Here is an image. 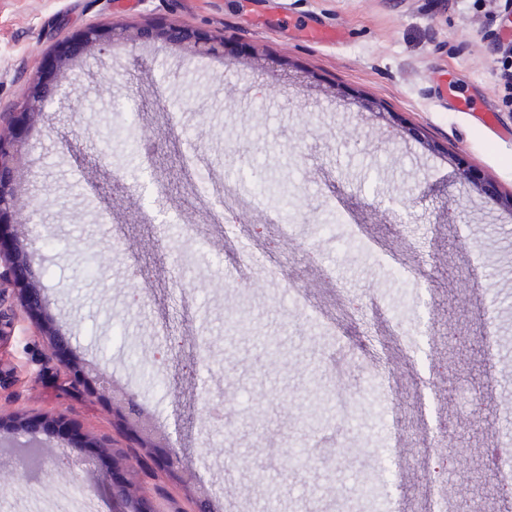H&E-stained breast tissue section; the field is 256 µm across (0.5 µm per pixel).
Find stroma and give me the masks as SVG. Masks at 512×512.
<instances>
[{
	"instance_id": "obj_1",
	"label": "stroma",
	"mask_w": 512,
	"mask_h": 512,
	"mask_svg": "<svg viewBox=\"0 0 512 512\" xmlns=\"http://www.w3.org/2000/svg\"><path fill=\"white\" fill-rule=\"evenodd\" d=\"M511 10L0 0V127L27 137L0 234L18 236L26 286L45 301L37 318L20 289L0 301V419L31 421L0 432V512H111L99 490L117 448L157 512H197L111 403L72 387L69 359L106 366L151 406L211 512H428L441 497L457 512L465 496L499 512L489 460L512 450V137L439 92L453 85L512 129ZM316 23L346 40L304 39ZM108 27L112 44L69 70L68 107L23 115L44 59ZM168 27L223 38V57L156 39ZM340 385L354 392L345 406ZM326 440L340 456H285Z\"/></svg>"
}]
</instances>
